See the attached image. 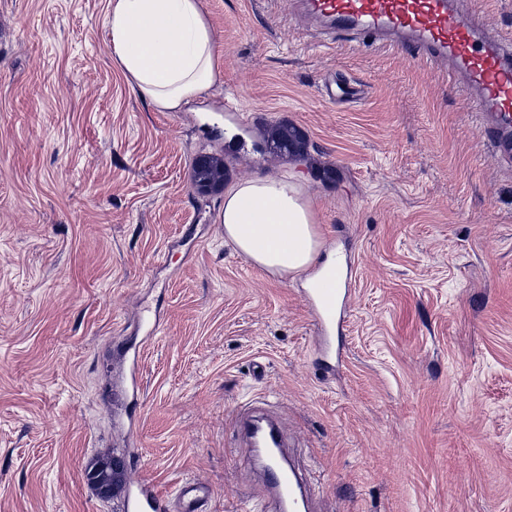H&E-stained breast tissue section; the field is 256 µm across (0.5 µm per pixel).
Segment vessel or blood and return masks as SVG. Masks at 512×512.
<instances>
[{
  "instance_id": "1",
  "label": "vessel or blood",
  "mask_w": 512,
  "mask_h": 512,
  "mask_svg": "<svg viewBox=\"0 0 512 512\" xmlns=\"http://www.w3.org/2000/svg\"><path fill=\"white\" fill-rule=\"evenodd\" d=\"M297 8L321 23L332 41L405 46L421 65L456 79L464 103L485 121L488 148L512 166V42L470 19L461 0H297ZM306 294L322 331L318 345L335 355L349 294L343 264L322 274ZM237 436L259 461L278 512H309L310 492L284 457L286 439L277 423L249 406L240 412ZM125 488L128 512H198L210 497L209 487L196 481L182 484L172 501L145 481L126 482Z\"/></svg>"
}]
</instances>
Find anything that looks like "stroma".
<instances>
[{
  "label": "stroma",
  "instance_id": "35a3bbf8",
  "mask_svg": "<svg viewBox=\"0 0 512 512\" xmlns=\"http://www.w3.org/2000/svg\"><path fill=\"white\" fill-rule=\"evenodd\" d=\"M202 7L219 77L157 112L108 0H0V512H120L86 476L107 456L169 497L205 482L206 512H272L235 436L249 403L314 512H512V169L410 50L326 41L291 0ZM335 77L368 95L329 102ZM282 121L306 157L269 152ZM203 155L232 183L299 177L352 270L335 375L305 277L225 243ZM227 169L224 160L214 156L199 157L192 169L193 182L202 190L199 185H206L216 190L219 185L224 184Z\"/></svg>",
  "mask_w": 512,
  "mask_h": 512
}]
</instances>
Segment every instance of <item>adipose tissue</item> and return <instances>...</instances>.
I'll return each mask as SVG.
<instances>
[{
	"label": "adipose tissue",
	"instance_id": "obj_1",
	"mask_svg": "<svg viewBox=\"0 0 512 512\" xmlns=\"http://www.w3.org/2000/svg\"><path fill=\"white\" fill-rule=\"evenodd\" d=\"M105 25L123 76L157 111H181L218 77L201 0H109ZM221 222L241 256L284 278L309 271L320 254L315 213L292 174L227 187Z\"/></svg>",
	"mask_w": 512,
	"mask_h": 512
}]
</instances>
